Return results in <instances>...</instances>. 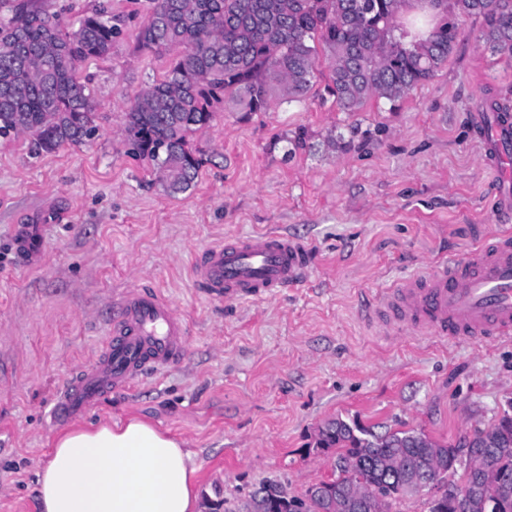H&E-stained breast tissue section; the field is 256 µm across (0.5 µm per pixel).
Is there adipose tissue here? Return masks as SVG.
I'll use <instances>...</instances> for the list:
<instances>
[{
  "instance_id": "obj_1",
  "label": "adipose tissue",
  "mask_w": 512,
  "mask_h": 512,
  "mask_svg": "<svg viewBox=\"0 0 512 512\" xmlns=\"http://www.w3.org/2000/svg\"><path fill=\"white\" fill-rule=\"evenodd\" d=\"M182 441L133 418L60 434L36 480L38 512H201Z\"/></svg>"
}]
</instances>
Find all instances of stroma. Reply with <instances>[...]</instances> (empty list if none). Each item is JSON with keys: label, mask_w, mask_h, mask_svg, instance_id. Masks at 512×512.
Here are the masks:
<instances>
[{"label": "stroma", "mask_w": 512, "mask_h": 512, "mask_svg": "<svg viewBox=\"0 0 512 512\" xmlns=\"http://www.w3.org/2000/svg\"><path fill=\"white\" fill-rule=\"evenodd\" d=\"M109 3L122 34L79 67L96 135L38 157L28 137L0 141V512H36V472L65 430L51 419L56 393L139 286L171 299L185 352L73 424L136 417L181 438L202 496L237 505L268 478L304 494L332 475L315 442L336 417L451 443L492 424L512 399V339L394 334L369 317L392 283L464 259L497 229L499 177L476 117L512 105V57L483 41L480 20L459 18L447 62L393 104L322 102L323 53L303 98L245 112L225 97L191 140L206 158L194 187L170 195L122 129L173 56L139 42L150 0ZM268 230L314 253L302 285L237 302L195 287L205 248ZM22 234L33 261L17 253Z\"/></svg>", "instance_id": "stroma-1"}]
</instances>
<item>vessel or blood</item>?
<instances>
[{
	"label": "vessel or blood",
	"instance_id": "1",
	"mask_svg": "<svg viewBox=\"0 0 512 512\" xmlns=\"http://www.w3.org/2000/svg\"><path fill=\"white\" fill-rule=\"evenodd\" d=\"M486 160L512 159V114H479ZM310 266L307 250L288 235L264 232L207 249L192 265L198 286L227 301L268 299L294 285ZM112 320V338L58 394L54 416L66 422L84 414L112 391L131 387L145 372L182 356L185 323L157 289L123 294ZM379 323L397 324L439 338L487 344L512 337V234L483 240L460 261L398 281L376 308Z\"/></svg>",
	"mask_w": 512,
	"mask_h": 512
}]
</instances>
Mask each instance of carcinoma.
<instances>
[{
  "mask_svg": "<svg viewBox=\"0 0 512 512\" xmlns=\"http://www.w3.org/2000/svg\"><path fill=\"white\" fill-rule=\"evenodd\" d=\"M410 0H152L139 32L159 53L177 50L164 80L125 113L128 154L150 162L171 195L190 189L203 164L190 137L213 120L228 91L247 112L265 111L276 92L295 99L312 86L320 43L330 59L328 95L346 112L370 98L390 102L432 79L454 51L458 31L443 21L418 42L397 38ZM446 16L483 21V40L512 54V0H429ZM120 20L105 6L65 33L55 18L25 3L0 19V138H32L37 154L95 135V105L79 65L112 53ZM316 447L332 453L334 478L307 489L308 512H391L402 496L437 489L429 512H512V400L488 427L457 443L422 433L379 434L338 417ZM474 489L458 504L461 460ZM426 475L427 486L414 478ZM387 488L390 500L375 495ZM296 496L276 480L259 484L244 510L293 512Z\"/></svg>",
  "mask_w": 512,
  "mask_h": 512,
  "instance_id": "cac0c4a2",
  "label": "carcinoma"
}]
</instances>
